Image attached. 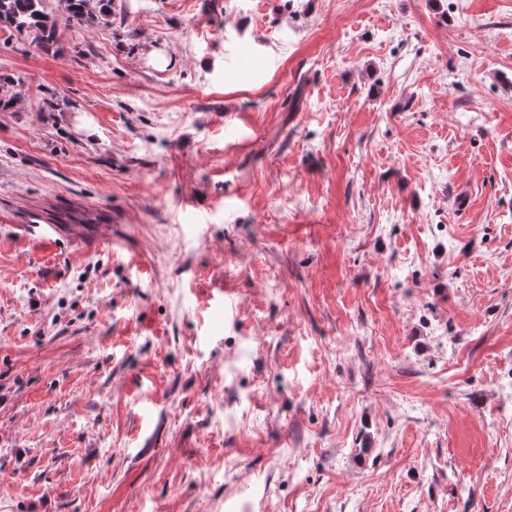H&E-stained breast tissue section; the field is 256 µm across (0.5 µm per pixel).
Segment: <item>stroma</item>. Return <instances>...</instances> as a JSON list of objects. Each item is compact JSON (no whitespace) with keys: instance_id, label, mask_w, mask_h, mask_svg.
Instances as JSON below:
<instances>
[{"instance_id":"35a3bbf8","label":"stroma","mask_w":512,"mask_h":512,"mask_svg":"<svg viewBox=\"0 0 512 512\" xmlns=\"http://www.w3.org/2000/svg\"><path fill=\"white\" fill-rule=\"evenodd\" d=\"M57 38L0 28V512H512V0Z\"/></svg>"}]
</instances>
